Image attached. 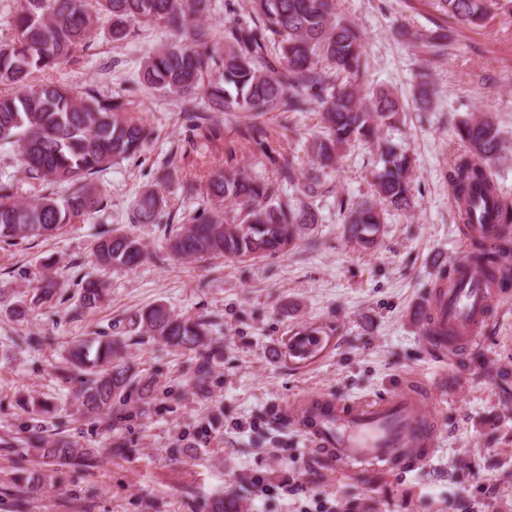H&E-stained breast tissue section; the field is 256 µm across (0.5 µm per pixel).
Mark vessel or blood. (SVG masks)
Listing matches in <instances>:
<instances>
[{
    "instance_id": "vessel-or-blood-1",
    "label": "vessel or blood",
    "mask_w": 512,
    "mask_h": 512,
    "mask_svg": "<svg viewBox=\"0 0 512 512\" xmlns=\"http://www.w3.org/2000/svg\"><path fill=\"white\" fill-rule=\"evenodd\" d=\"M456 270L457 287L434 295L420 313L436 314L442 324L456 328L451 339L436 336L432 342L438 346L451 342L461 356L479 340L489 304L480 271L466 261L457 263ZM297 425L307 441L322 448L341 471L354 465L390 469L408 458H427L434 447V426L424 416L421 398L411 392L346 408L310 400L304 403Z\"/></svg>"
}]
</instances>
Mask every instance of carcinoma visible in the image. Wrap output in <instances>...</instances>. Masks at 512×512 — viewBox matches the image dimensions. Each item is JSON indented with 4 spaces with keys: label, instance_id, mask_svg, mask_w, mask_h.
<instances>
[{
    "label": "carcinoma",
    "instance_id": "carcinoma-1",
    "mask_svg": "<svg viewBox=\"0 0 512 512\" xmlns=\"http://www.w3.org/2000/svg\"><path fill=\"white\" fill-rule=\"evenodd\" d=\"M252 17L227 31L224 43L213 40L202 23L211 0H18L13 35L0 45V84L13 91L0 94V145L20 149L25 177L17 182L0 177V243L47 238L66 226L106 207L96 179L118 159L132 158L144 145L146 126L128 117L130 101L121 94L103 95L92 89L76 91L49 77L62 61L76 63L90 38L104 35L123 43L141 25L162 23L174 34L145 57L139 83L163 95L189 102L187 118L193 130L203 126L193 100L210 112H243L250 117L247 138L263 156L277 162L280 152L261 117L272 111L309 112L321 116L322 131L308 145L320 169L336 165L339 150L357 138L377 139L382 167L375 173L377 202L347 208V234L362 248H371L385 215L391 209L412 207V160L399 146L378 139L379 127L403 111L399 100L380 91L367 100L361 87L367 73L364 39L356 23L336 14L334 0H249ZM493 0H431L443 17L462 26H478L487 19ZM465 147L451 165L448 178L460 223L471 250L468 258L485 274L492 290L512 283V265L503 255L512 250V215L486 163L501 147L498 127L489 117L463 120L458 128ZM299 180L296 168L285 161L273 179L258 180L227 165L205 185L206 204L186 224L171 229L168 251L179 258L224 257L255 259L288 253L302 233L317 223L309 200L321 194L316 175L303 184V197L289 196L285 184ZM66 184L60 195L55 186ZM33 193L29 199L25 193ZM232 199L238 210L224 211ZM488 202L480 223L497 226V244L490 248L473 231L472 204ZM164 197L144 191L134 208L137 224H157ZM96 261L103 267H134L145 259L142 242L121 228L100 231L95 240ZM41 283L31 298L8 305L9 314L49 304L62 290L60 281L43 265ZM77 306L91 310L109 295L100 278H82ZM140 335L196 355L193 383L204 388L210 378L214 350L220 341L210 335L208 319L173 314L154 304L137 316ZM123 342L116 339L81 342L68 350L66 371L80 377L76 392L81 413L98 418L112 412L115 400L135 387L150 392L124 359ZM25 445L44 458L88 465L95 450L84 448L59 432L45 434L36 423ZM16 488L29 496L38 493L45 478H16ZM211 512H241L238 497L226 494L211 504Z\"/></svg>",
    "mask_w": 512,
    "mask_h": 512
}]
</instances>
